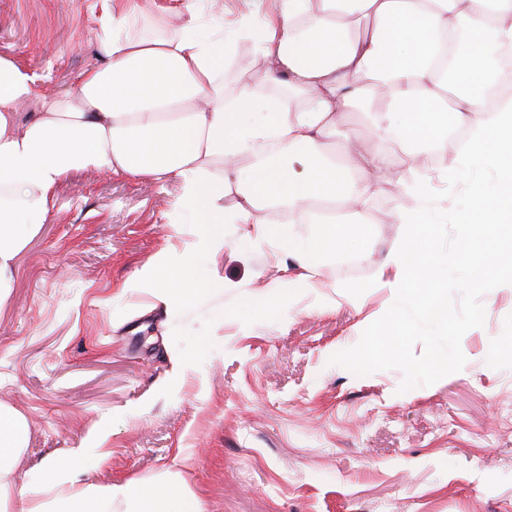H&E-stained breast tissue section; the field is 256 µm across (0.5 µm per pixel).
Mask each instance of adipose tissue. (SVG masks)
<instances>
[{"label":"adipose tissue","instance_id":"obj_1","mask_svg":"<svg viewBox=\"0 0 512 512\" xmlns=\"http://www.w3.org/2000/svg\"><path fill=\"white\" fill-rule=\"evenodd\" d=\"M137 12L103 0L105 63L80 72L74 92L46 100L26 123H19V110L37 97L36 79L0 58V305L18 274L19 254L72 172L179 184L170 221L195 215L200 232L180 264L159 257L124 286L153 290L165 307L183 308L199 293L192 272L200 256L223 244L215 226L224 220L225 192L240 198L234 223L251 225L259 240L269 233L266 211L275 206L287 207L292 220L308 207L359 214L387 179L393 146L402 164L397 192L417 199L418 207L393 214L407 232L386 259L395 277L377 285L421 296L425 314L447 325V303L419 285L416 271L430 247L412 232L433 202L416 144L429 141L434 154L449 155L448 137L438 129L445 114L473 130L444 170L469 183L473 197L458 217L468 233L460 256L468 258L472 246L512 255V233L499 231L512 220V103L476 112L492 85L490 62L512 46V0H276L262 16L255 82L230 94L218 66L223 31L199 41L186 33L134 39L127 31ZM262 85L286 86L287 106L262 100L256 92ZM354 109L367 116L371 147L336 137ZM214 162L222 165L216 176L209 172ZM481 164L495 169L497 191L471 181ZM279 239L295 257L355 245L332 219L309 239L284 229ZM27 436L25 418L0 405V512H205L186 483L167 473L151 481H93L82 448L45 461L40 484L16 483L13 464Z\"/></svg>","mask_w":512,"mask_h":512}]
</instances>
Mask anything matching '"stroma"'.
<instances>
[{
    "mask_svg": "<svg viewBox=\"0 0 512 512\" xmlns=\"http://www.w3.org/2000/svg\"><path fill=\"white\" fill-rule=\"evenodd\" d=\"M194 0L209 35L254 19L251 0ZM99 0H0V58L32 72L41 97L103 61ZM176 184L79 171L18 258L0 305V404L29 425L13 465L35 482L48 457L99 446L92 480L180 474L207 512H512V287L484 294L485 324L467 331L464 368L399 392L402 373L356 376L330 364L394 301L373 287L406 228L383 214L378 186L358 223L355 267L331 256L307 266L224 223L202 258L198 300L170 312L122 283L161 254L179 258L196 216L167 222ZM359 286L351 304L340 286Z\"/></svg>",
    "mask_w": 512,
    "mask_h": 512,
    "instance_id": "1",
    "label": "stroma"
}]
</instances>
